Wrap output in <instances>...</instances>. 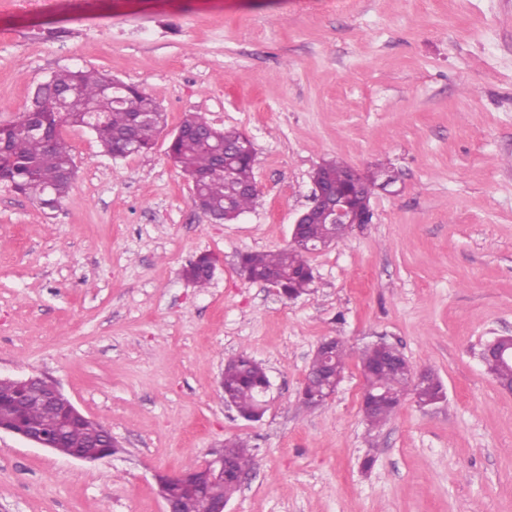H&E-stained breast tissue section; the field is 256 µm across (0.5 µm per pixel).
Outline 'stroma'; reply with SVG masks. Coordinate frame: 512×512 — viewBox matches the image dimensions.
Returning <instances> with one entry per match:
<instances>
[{
	"mask_svg": "<svg viewBox=\"0 0 512 512\" xmlns=\"http://www.w3.org/2000/svg\"><path fill=\"white\" fill-rule=\"evenodd\" d=\"M0 122L54 71L138 85L167 115L146 154L63 136L77 176L55 209L0 184V378L58 384L123 448L83 463L0 433V512H164L155 475L242 438L229 512H512V394L480 355L512 335V0H78L0 12ZM254 143V209L214 224L168 154L186 113ZM391 162L373 220L310 254L287 299L238 273L289 245L310 174ZM218 256L207 287L183 271ZM348 353L336 394L297 398L317 344ZM397 346L447 398L363 419L359 354ZM261 362L268 408L224 404L227 358ZM371 466H364V459Z\"/></svg>",
	"mask_w": 512,
	"mask_h": 512,
	"instance_id": "obj_1",
	"label": "stroma"
}]
</instances>
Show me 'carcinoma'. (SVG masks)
Returning <instances> with one entry per match:
<instances>
[{
	"label": "carcinoma",
	"instance_id": "1",
	"mask_svg": "<svg viewBox=\"0 0 512 512\" xmlns=\"http://www.w3.org/2000/svg\"><path fill=\"white\" fill-rule=\"evenodd\" d=\"M113 79L95 69L87 67L64 68L53 74L34 92L27 112H40L42 118L52 124L56 121L52 106L56 99H63L58 111L65 115V124L87 127L95 134L104 151L109 154H123L129 149L126 133L137 112L153 110L158 113L159 123L167 124L165 112L154 100L135 85L114 99ZM181 125L190 128L179 139L170 142L169 156L185 173H200L204 176L201 191L210 209L215 213L225 211L227 206L239 214L252 208L257 194L241 190L244 185L254 182L253 164L244 153L242 134L235 130L223 131L224 140L235 150L230 152L226 165L217 163L205 149L191 128H204L211 122L201 113L185 116ZM328 173L329 184L336 185V191L352 195V204L370 210V199L376 187L387 180L395 179L383 165L359 175V186H352L347 179L348 166L334 160L319 166ZM76 167L72 148L60 138L49 147L45 140L26 132L16 122H0V184L21 194L42 207H56L65 198L74 182ZM305 235L310 243L319 246L330 240L331 227L318 222L306 226ZM213 255L202 253L191 261L185 274L197 286L204 288L211 280L209 263ZM240 268L253 277H263L279 271L293 274L288 287L292 290H307L310 286L305 270L310 268L305 250L292 244L269 252H249L242 255ZM265 368L258 362L238 355L224 363V386L228 397L239 415L252 419L260 408V387L266 382ZM366 381L374 388H384L398 394L403 384L414 381V371L402 358L398 365L388 371L375 372ZM417 403L440 399L445 396L440 379L425 390H411ZM17 418L29 427H38L53 422V412L40 399H31L18 413ZM102 425L86 420L71 427L56 452L68 455L76 449L110 456L116 448H96L100 442ZM215 451L222 454L227 463L238 472H246L254 465L250 446L241 439L224 441ZM198 466L190 464L183 469L186 479L170 487V492L187 505L192 512H211L213 503L224 498V485L212 484L202 488L195 480Z\"/></svg>",
	"mask_w": 512,
	"mask_h": 512
}]
</instances>
